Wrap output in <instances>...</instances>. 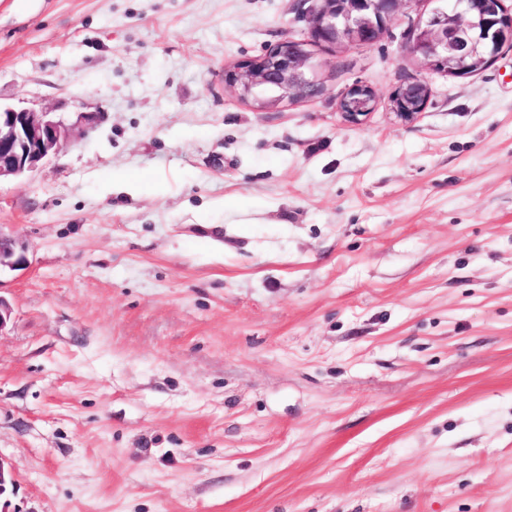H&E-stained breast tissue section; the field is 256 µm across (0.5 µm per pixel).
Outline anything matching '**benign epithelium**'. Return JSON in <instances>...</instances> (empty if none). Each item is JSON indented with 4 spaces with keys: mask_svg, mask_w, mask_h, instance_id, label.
Returning a JSON list of instances; mask_svg holds the SVG:
<instances>
[{
    "mask_svg": "<svg viewBox=\"0 0 512 512\" xmlns=\"http://www.w3.org/2000/svg\"><path fill=\"white\" fill-rule=\"evenodd\" d=\"M504 0H450L427 16L409 12L415 0H301L308 37L289 38L255 58L238 62L224 72V84L244 102L260 109L283 102L315 98L324 91L321 66L311 62L308 46L331 50L348 44H373L391 36L395 23L404 25L403 47L418 67L427 72L455 77L475 74L489 66L507 47L512 48V10L504 9L503 24L489 37L488 3ZM431 88L423 77L402 80L392 92L396 114L405 121L424 111ZM371 87L356 81L343 91L337 107L344 121L359 125L373 110ZM70 136L69 127L51 112L0 108V178L19 177L47 162ZM28 264L16 240L0 233V269H20ZM16 476L0 460V512H9L8 495Z\"/></svg>",
    "mask_w": 512,
    "mask_h": 512,
    "instance_id": "1",
    "label": "benign epithelium"
}]
</instances>
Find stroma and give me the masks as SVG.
Segmentation results:
<instances>
[{
    "label": "stroma",
    "mask_w": 512,
    "mask_h": 512,
    "mask_svg": "<svg viewBox=\"0 0 512 512\" xmlns=\"http://www.w3.org/2000/svg\"><path fill=\"white\" fill-rule=\"evenodd\" d=\"M299 12L0 0V106L71 129L0 180L11 512H512V50L405 122L400 38L316 46L256 110L224 71ZM374 101L371 87L356 81L340 94L337 107L347 124L360 125L372 112ZM28 264V258L22 247L17 249L16 240L0 233V271L3 267L10 270L20 269Z\"/></svg>",
    "instance_id": "1"
}]
</instances>
